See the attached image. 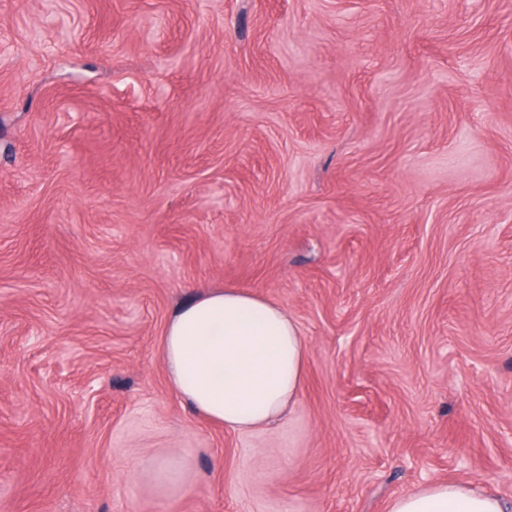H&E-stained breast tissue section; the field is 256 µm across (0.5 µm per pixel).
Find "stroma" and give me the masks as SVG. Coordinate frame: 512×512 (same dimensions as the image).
<instances>
[{"label":"stroma","instance_id":"1","mask_svg":"<svg viewBox=\"0 0 512 512\" xmlns=\"http://www.w3.org/2000/svg\"><path fill=\"white\" fill-rule=\"evenodd\" d=\"M206 288L296 321L280 422L171 389ZM448 480L512 501V0H0V512Z\"/></svg>","mask_w":512,"mask_h":512}]
</instances>
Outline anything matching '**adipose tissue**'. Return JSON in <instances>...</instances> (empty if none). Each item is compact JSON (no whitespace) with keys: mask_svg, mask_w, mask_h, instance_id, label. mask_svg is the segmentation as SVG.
I'll list each match as a JSON object with an SVG mask.
<instances>
[{"mask_svg":"<svg viewBox=\"0 0 512 512\" xmlns=\"http://www.w3.org/2000/svg\"><path fill=\"white\" fill-rule=\"evenodd\" d=\"M308 346L288 311L236 288H207L167 321L159 352L195 412L245 432L281 420L303 387ZM388 512H504L501 498L444 481L391 500Z\"/></svg>","mask_w":512,"mask_h":512,"instance_id":"1","label":"adipose tissue"}]
</instances>
